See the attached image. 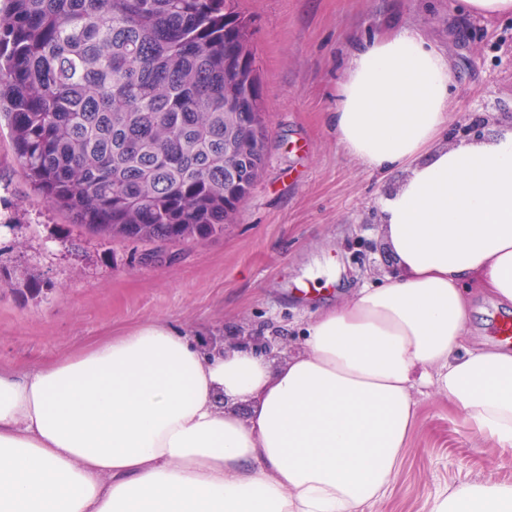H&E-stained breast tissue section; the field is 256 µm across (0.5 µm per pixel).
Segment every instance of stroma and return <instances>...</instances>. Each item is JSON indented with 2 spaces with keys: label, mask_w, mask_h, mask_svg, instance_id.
<instances>
[{
  "label": "stroma",
  "mask_w": 512,
  "mask_h": 512,
  "mask_svg": "<svg viewBox=\"0 0 512 512\" xmlns=\"http://www.w3.org/2000/svg\"><path fill=\"white\" fill-rule=\"evenodd\" d=\"M457 0H239L254 28L269 148L224 234L198 243L105 239L48 207L0 122V368L20 373L151 321L205 340L284 335L299 350L322 309L383 281L393 264L377 202L401 170L367 169L327 118L356 42L419 30L448 56L452 123L481 138L512 126V16ZM404 461L374 512H430L460 478L512 484V454L476 434L447 398L417 395Z\"/></svg>",
  "instance_id": "1"
}]
</instances>
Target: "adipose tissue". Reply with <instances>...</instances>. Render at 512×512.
Segmentation results:
<instances>
[{"mask_svg":"<svg viewBox=\"0 0 512 512\" xmlns=\"http://www.w3.org/2000/svg\"><path fill=\"white\" fill-rule=\"evenodd\" d=\"M452 105L418 30L355 46L331 121L353 160L406 173L379 201L397 273L277 364L144 322L0 372V512H371L428 387L512 449V350L470 346L466 290L512 306V128L438 147ZM430 512H512V485L463 478Z\"/></svg>","mask_w":512,"mask_h":512,"instance_id":"adipose-tissue-1","label":"adipose tissue"}]
</instances>
